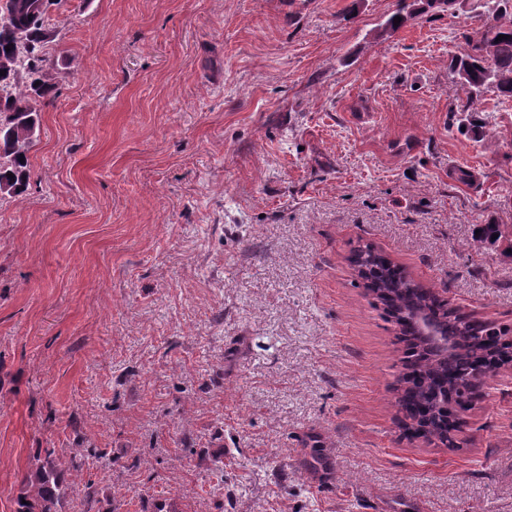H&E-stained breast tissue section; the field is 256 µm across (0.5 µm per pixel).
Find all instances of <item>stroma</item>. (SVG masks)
Here are the masks:
<instances>
[{
  "label": "stroma",
  "mask_w": 512,
  "mask_h": 512,
  "mask_svg": "<svg viewBox=\"0 0 512 512\" xmlns=\"http://www.w3.org/2000/svg\"><path fill=\"white\" fill-rule=\"evenodd\" d=\"M471 0H66L26 195L0 201V512L95 449L68 512H512V371L408 433L366 245L512 326V101L480 140L448 56ZM472 173L454 180L453 168ZM223 471H216V460ZM459 0H399V9L388 17L384 23L386 33L395 32L408 18H413L429 11L447 12L452 10ZM401 17L400 24L394 26V18Z\"/></svg>",
  "instance_id": "stroma-1"
}]
</instances>
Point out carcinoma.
Returning a JSON list of instances; mask_svg holds the SVG:
<instances>
[{
  "instance_id": "obj_1",
  "label": "carcinoma",
  "mask_w": 512,
  "mask_h": 512,
  "mask_svg": "<svg viewBox=\"0 0 512 512\" xmlns=\"http://www.w3.org/2000/svg\"><path fill=\"white\" fill-rule=\"evenodd\" d=\"M458 0H399V9L384 23V31L397 30L394 16L406 21L429 11L447 12ZM35 0H5L0 6V23L13 30L32 35L34 45L28 54L15 62L17 50L13 40L0 36V71L7 87L6 95L0 96V197L23 194L31 181L29 153L40 128L42 108L46 102L61 94V89L50 71L49 60L43 52L41 41L49 38L46 14L34 12ZM473 10L481 22L480 29L465 37L467 50L450 58L448 68L457 74L469 95L468 105L456 115L457 131L479 138L486 122L479 116L476 103L488 90L498 96L512 99V21L503 22L512 15V0H473ZM503 35L505 39L498 40ZM11 50H5V47ZM480 234L473 238V247L481 250L492 247L498 240L492 236L500 233L493 224H484ZM386 259L377 254L365 263L367 281H373L377 296L390 311L403 316L415 306L448 317V335L458 339V348L448 361V368L467 376V370L476 363L492 362L491 354L482 344L484 336L506 338L512 329L492 323L470 324L457 313H450L436 295L419 292L412 280L399 276H386ZM408 365L419 372V380L409 388L419 404L429 415V434L438 440L444 438L442 427L444 406L450 401L466 402L473 394L475 383H454L443 389L439 382L442 366L432 361L421 349L407 350ZM73 484L65 477L62 462L50 449L37 454L23 477L17 512H67Z\"/></svg>"
}]
</instances>
